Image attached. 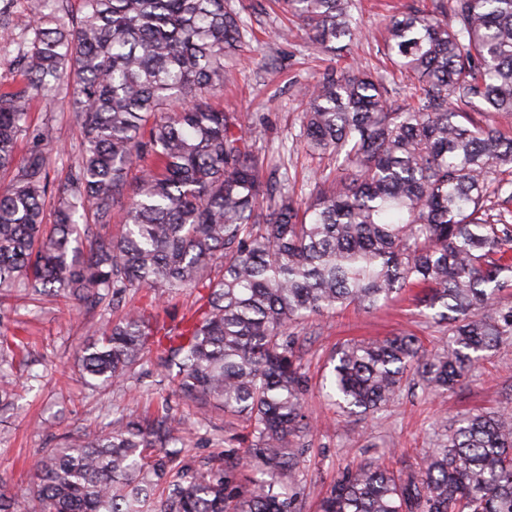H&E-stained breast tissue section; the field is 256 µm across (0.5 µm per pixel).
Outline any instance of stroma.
<instances>
[{
	"label": "stroma",
	"mask_w": 512,
	"mask_h": 512,
	"mask_svg": "<svg viewBox=\"0 0 512 512\" xmlns=\"http://www.w3.org/2000/svg\"><path fill=\"white\" fill-rule=\"evenodd\" d=\"M227 2L240 12L249 32L241 50L228 62L229 81L220 104L236 112L256 150L265 153L271 164L287 168L288 192L301 199L312 193L317 182H333L344 170L335 157L307 150L300 88L326 69L362 67L383 79L392 98L408 99V79L383 53L384 23L387 16L408 5L432 10L439 0H354L361 34L338 56L315 48L299 28L292 36L280 38L278 32L288 20L281 12L268 9V0ZM29 124L34 128L48 125L54 131L55 152L49 160L52 192L45 202L50 213L56 203L55 188L68 178L81 129L69 98L62 94L49 104L33 100ZM100 325L98 310L68 307L57 300L37 307L15 300L8 319L0 322V335L18 334L28 342L24 358L16 364L19 380L35 379L13 408L0 412V491H27L38 455L67 446L83 431L102 430L119 415H144L148 407L166 397L184 423L183 446L196 466L226 449L249 447L245 423L217 404L208 409L207 429L195 430L194 405L171 398V384L160 374L130 379L120 389L87 386L76 353L96 337ZM292 331L299 339L300 363L308 378V428L300 438L305 463L295 475L301 512H317L322 496L344 468L377 461L401 473L418 469L438 433L456 413L512 407L510 342L481 362L460 388L436 394L410 386L393 404L366 418L339 416L328 406L320 390L321 375L342 343L407 332L419 336L427 349L442 346L444 325L433 320L431 310L414 292H405L376 310L352 305L314 316Z\"/></svg>",
	"instance_id": "1"
}]
</instances>
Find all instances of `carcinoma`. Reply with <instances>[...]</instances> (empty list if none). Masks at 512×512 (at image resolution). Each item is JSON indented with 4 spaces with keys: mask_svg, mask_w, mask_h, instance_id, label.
Listing matches in <instances>:
<instances>
[{
    "mask_svg": "<svg viewBox=\"0 0 512 512\" xmlns=\"http://www.w3.org/2000/svg\"><path fill=\"white\" fill-rule=\"evenodd\" d=\"M0 7V51L16 43ZM20 88L0 90V318L16 290L96 307L148 290L159 302L203 288L174 326L134 307L103 318L79 353L90 380L122 388L148 356L174 392L205 413L213 403L249 423L252 451H224L198 470L172 446L180 421L117 418L41 457L28 493H0V512H300L295 472L304 448L306 378L291 326L338 307L377 308L411 288L448 345L427 353L396 334L336 351L328 396L370 415L417 382L448 391L512 337V137L489 117L512 114V0H450L388 19L384 51L416 78L413 101L354 70L330 69L300 90L303 134L319 155L343 157L346 176L297 203L288 174L265 157L224 92L226 61L247 25L226 0H28ZM318 48L336 53L359 33L353 0H278ZM64 88L82 140L44 224L53 129L28 124L36 95ZM31 139L24 156L18 142ZM142 166L128 181V173ZM496 197L501 211L488 205ZM88 252L78 219L112 223ZM220 268L219 277L211 276ZM0 336V407L18 384ZM260 478L236 484L240 467ZM320 512H512V412L465 413L439 435L418 471L373 463L343 470Z\"/></svg>",
    "mask_w": 512,
    "mask_h": 512,
    "instance_id": "obj_1",
    "label": "carcinoma"
}]
</instances>
